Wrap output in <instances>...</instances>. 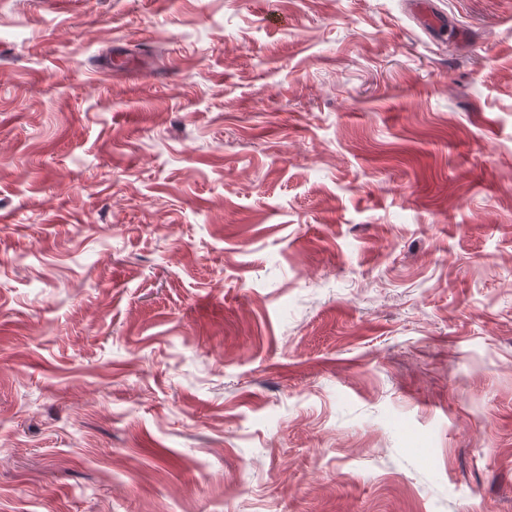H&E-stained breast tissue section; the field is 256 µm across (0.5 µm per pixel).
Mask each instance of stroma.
Wrapping results in <instances>:
<instances>
[{
    "mask_svg": "<svg viewBox=\"0 0 512 512\" xmlns=\"http://www.w3.org/2000/svg\"><path fill=\"white\" fill-rule=\"evenodd\" d=\"M0 512H512V0H0Z\"/></svg>",
    "mask_w": 512,
    "mask_h": 512,
    "instance_id": "1",
    "label": "stroma"
}]
</instances>
